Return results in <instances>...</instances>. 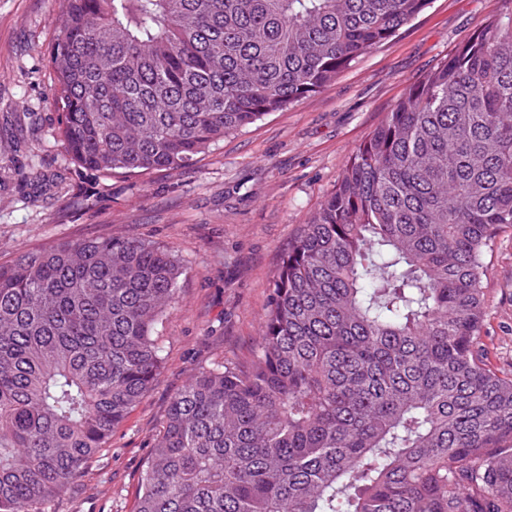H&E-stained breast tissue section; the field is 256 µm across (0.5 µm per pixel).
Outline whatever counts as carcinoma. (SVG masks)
<instances>
[{"instance_id": "1", "label": "carcinoma", "mask_w": 512, "mask_h": 512, "mask_svg": "<svg viewBox=\"0 0 512 512\" xmlns=\"http://www.w3.org/2000/svg\"><path fill=\"white\" fill-rule=\"evenodd\" d=\"M78 167L145 177L319 92L429 0H64ZM413 82L283 253L252 358L170 400L135 512H512L482 256L512 227V0ZM179 261L123 236L0 264V512H46L158 380Z\"/></svg>"}]
</instances>
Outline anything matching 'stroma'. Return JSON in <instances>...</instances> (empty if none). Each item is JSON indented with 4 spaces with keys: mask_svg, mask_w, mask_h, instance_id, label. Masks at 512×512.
Masks as SVG:
<instances>
[{
    "mask_svg": "<svg viewBox=\"0 0 512 512\" xmlns=\"http://www.w3.org/2000/svg\"><path fill=\"white\" fill-rule=\"evenodd\" d=\"M62 0H0V262L105 234L168 246L182 265L178 302L156 330V384L84 466L54 512H133L171 397L200 368L247 359L282 253L349 157L407 87L450 56L503 0H430L396 37L319 93L212 146L194 165L146 180L79 169L56 131L48 51ZM482 339L512 374V228L484 257Z\"/></svg>",
    "mask_w": 512,
    "mask_h": 512,
    "instance_id": "35a3bbf8",
    "label": "stroma"
}]
</instances>
